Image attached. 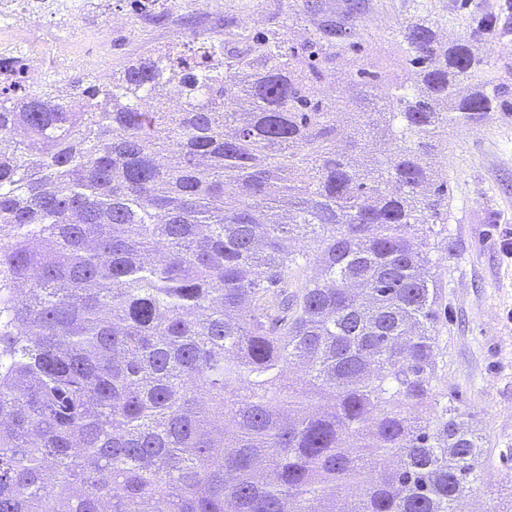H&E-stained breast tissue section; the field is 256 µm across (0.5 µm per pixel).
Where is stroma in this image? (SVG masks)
<instances>
[{
    "mask_svg": "<svg viewBox=\"0 0 512 512\" xmlns=\"http://www.w3.org/2000/svg\"><path fill=\"white\" fill-rule=\"evenodd\" d=\"M293 0H222L220 11H203L199 0H109L125 25L104 27L112 46V69L148 53L183 48L192 36L208 35L221 24L262 33L278 28L291 42L315 33L321 19L347 12L352 0H316L317 13L289 14ZM352 21L361 46L341 52L334 71L318 87L320 96L342 102L336 122L348 126L353 112L370 111L357 86L358 69L375 66L402 76L407 57L389 33L407 17L413 0H362ZM441 17V37L454 41L484 17L497 20L496 34L476 43L489 62L487 79L512 86V0H423ZM447 181L448 226L440 235L419 238L428 252L430 273L441 288L439 325L448 366L438 385L459 401L466 418L484 437L475 462L478 476L458 512L498 507L512 512V485L503 475L512 466V109L493 113L483 125L448 131V160L437 168Z\"/></svg>",
    "mask_w": 512,
    "mask_h": 512,
    "instance_id": "obj_1",
    "label": "stroma"
}]
</instances>
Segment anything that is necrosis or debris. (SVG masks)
I'll return each mask as SVG.
<instances>
[{
  "mask_svg": "<svg viewBox=\"0 0 512 512\" xmlns=\"http://www.w3.org/2000/svg\"><path fill=\"white\" fill-rule=\"evenodd\" d=\"M50 12L60 27L86 38H97L98 49L89 55H78L59 42V29L32 34L31 21L38 11ZM108 14L106 0H84L79 11L58 10L49 0H0V79L12 68L45 69L48 77L63 80L70 70L78 68L102 73L111 57L107 40L98 39L95 21Z\"/></svg>",
  "mask_w": 512,
  "mask_h": 512,
  "instance_id": "4bbe7bcc",
  "label": "necrosis or debris"
}]
</instances>
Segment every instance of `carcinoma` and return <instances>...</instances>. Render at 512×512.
Returning <instances> with one entry per match:
<instances>
[{
    "label": "carcinoma",
    "instance_id": "carcinoma-1",
    "mask_svg": "<svg viewBox=\"0 0 512 512\" xmlns=\"http://www.w3.org/2000/svg\"><path fill=\"white\" fill-rule=\"evenodd\" d=\"M437 25L391 32L403 76L357 71L385 100L359 161L316 90L359 45L340 15L0 86V512H456L483 438L416 240L448 223V129L509 86L458 95L488 61Z\"/></svg>",
    "mask_w": 512,
    "mask_h": 512
}]
</instances>
